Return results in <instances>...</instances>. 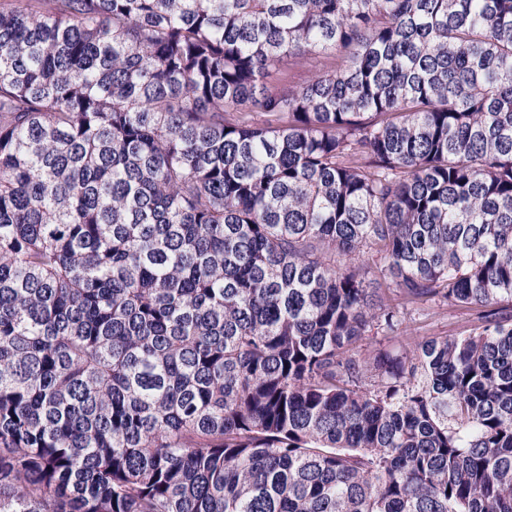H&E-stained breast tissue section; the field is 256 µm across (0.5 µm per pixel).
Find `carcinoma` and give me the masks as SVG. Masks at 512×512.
I'll list each match as a JSON object with an SVG mask.
<instances>
[{"label":"carcinoma","instance_id":"cac0c4a2","mask_svg":"<svg viewBox=\"0 0 512 512\" xmlns=\"http://www.w3.org/2000/svg\"><path fill=\"white\" fill-rule=\"evenodd\" d=\"M0 512H512V0H0ZM429 316H420L417 322H410L408 324V335L400 336H377L370 337L367 340L369 349H397L401 343H406L413 340H421L426 336H444L455 334L469 325V312L464 309H457L448 312V309H441L436 306H431L428 310Z\"/></svg>","mask_w":512,"mask_h":512}]
</instances>
